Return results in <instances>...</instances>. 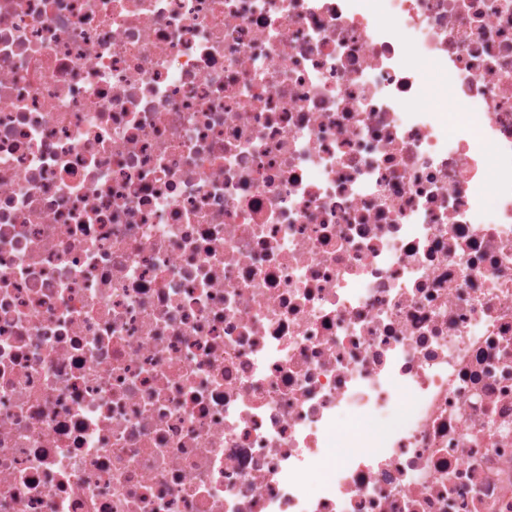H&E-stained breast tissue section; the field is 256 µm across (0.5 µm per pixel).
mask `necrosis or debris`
<instances>
[{"instance_id": "4bbe7bcc", "label": "necrosis or debris", "mask_w": 512, "mask_h": 512, "mask_svg": "<svg viewBox=\"0 0 512 512\" xmlns=\"http://www.w3.org/2000/svg\"><path fill=\"white\" fill-rule=\"evenodd\" d=\"M0 512H512V0H0Z\"/></svg>"}]
</instances>
